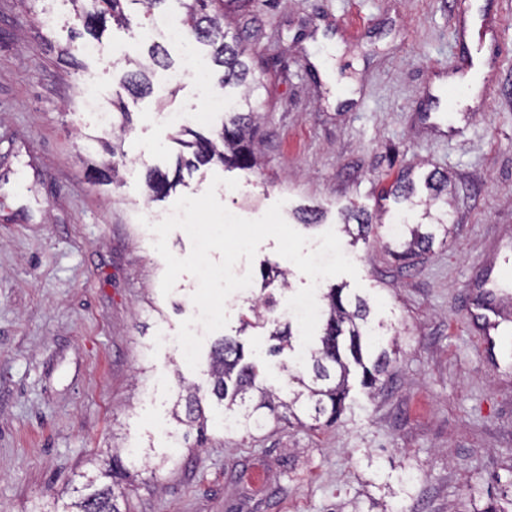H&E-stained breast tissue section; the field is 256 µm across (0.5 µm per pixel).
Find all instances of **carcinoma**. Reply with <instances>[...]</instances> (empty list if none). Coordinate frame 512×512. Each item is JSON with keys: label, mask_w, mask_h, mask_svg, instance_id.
Segmentation results:
<instances>
[{"label": "carcinoma", "mask_w": 512, "mask_h": 512, "mask_svg": "<svg viewBox=\"0 0 512 512\" xmlns=\"http://www.w3.org/2000/svg\"><path fill=\"white\" fill-rule=\"evenodd\" d=\"M76 16L82 23L83 33L97 36L103 32L107 23L123 24L128 21L124 5H144V17L152 19L156 10L167 0H71ZM186 8L185 25L195 39L204 41L212 47L211 61L222 70L221 83L224 87H243L246 89L245 112H232L224 121V126L212 137L198 136L187 143L192 149L196 163L205 165L214 160L226 167L250 168L257 163L259 141L257 130L258 115L252 105L251 97L260 87L255 76L253 59L245 41L239 34H229L224 30V21L228 12L224 10V0H182ZM133 69L127 73V90L136 96L148 93V66L138 61H130ZM426 187L431 190L430 198L438 200L447 196V178L436 173L425 179ZM148 191L153 197L165 196L174 187L169 175L151 170L146 176ZM448 235V212L435 217V223L427 231L420 224H404L396 236L400 251L396 255L407 259L413 255L431 250L436 232ZM326 308L322 335L318 347L311 351L308 366L312 372L311 382L300 375L291 376L301 390L293 392V398L283 401L276 392L264 383V366L260 363L244 360L243 347L236 340L224 337L217 340L211 350L208 367L210 396L219 404L233 406L240 403L246 406L243 421L246 430H259L266 424V413L275 412L283 407L292 409L293 405L306 400L311 418L319 423H333L340 415L344 399L348 393L350 365L362 368V383L374 388L380 383L390 364L388 351L382 349L364 361L368 346L363 341L364 327L369 316L366 301L355 299L351 302L343 298V289L333 288L325 296ZM291 327L274 331L269 339L268 355L277 356L285 348L292 347ZM184 400V415L174 414L177 422L196 430L197 442L207 440L208 419L202 407L197 388L188 387ZM124 475L120 460H114L112 466V484L97 490L73 504V512H123L119 499L123 494L115 492V478Z\"/></svg>", "instance_id": "1"}]
</instances>
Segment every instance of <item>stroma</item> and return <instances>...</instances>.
Segmentation results:
<instances>
[{
  "instance_id": "stroma-1",
  "label": "stroma",
  "mask_w": 512,
  "mask_h": 512,
  "mask_svg": "<svg viewBox=\"0 0 512 512\" xmlns=\"http://www.w3.org/2000/svg\"><path fill=\"white\" fill-rule=\"evenodd\" d=\"M496 21L493 90L476 99L461 133L427 120L426 94L455 77L454 22ZM55 18L52 26L41 15ZM259 63L262 164L183 170L168 196L149 199L148 171L173 172L191 151L180 131L211 135L224 123L211 107L222 72L186 75L209 46L184 38L168 48L150 94L125 87L129 60H147L154 37L132 9L107 25L99 52L73 36L69 0H0V512L64 506L108 485L113 456L138 448L121 485L128 512H485L512 501V298L505 329L485 341L473 312L489 302L512 260V0H249L232 14ZM123 103L129 123L112 131L119 150L110 181L88 163L102 156L88 139L91 106ZM448 176L450 231L430 252L402 264L389 225L419 222L425 176ZM233 214L257 219L275 202L296 231L338 235L356 276L321 280L317 295L343 287L365 298L383 323L392 364L375 390L353 368L336 424L270 419L247 433L224 426L213 399L203 446L185 447L171 410L183 386L205 391L207 365L190 369L177 334L197 309V279L170 294L165 262L144 219L161 222L183 196L213 177ZM416 193L398 196L401 179ZM304 208L321 211L301 223ZM370 216L367 239L345 232ZM288 273L263 287L261 266ZM252 284L229 296L224 335L265 364V383L286 392L296 355L267 354L287 301L308 279L261 243ZM276 312L257 315L264 296Z\"/></svg>"
}]
</instances>
